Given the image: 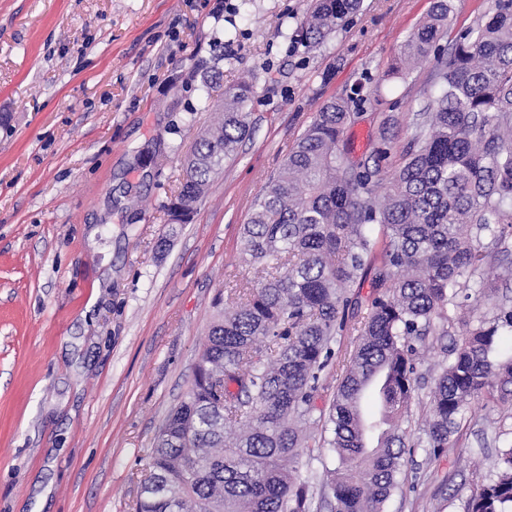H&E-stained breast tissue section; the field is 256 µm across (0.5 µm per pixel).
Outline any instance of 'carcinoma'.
Returning <instances> with one entry per match:
<instances>
[{"mask_svg":"<svg viewBox=\"0 0 512 512\" xmlns=\"http://www.w3.org/2000/svg\"><path fill=\"white\" fill-rule=\"evenodd\" d=\"M360 3L316 0L301 43L319 45ZM454 10L453 0H433L400 47L396 71L433 67L398 167L381 165L393 148L390 118L373 164L344 157L355 113L334 98L254 200L242 254L264 278L230 288V311L218 299L190 391L141 468L135 512H308L313 489L298 465L312 446L338 459L320 484L331 512H385L413 447L418 345L457 320L462 339L438 363L421 428L429 458L447 452L472 403L512 410V356L497 351L512 336V304L462 315L470 290L512 279V265L496 273L498 255L512 250V0H488L442 52ZM251 94L246 81L224 89L218 126L184 159L170 221L186 222L237 155ZM368 277L360 315L352 289ZM332 375L336 392L320 409L315 394ZM466 512H512V445Z\"/></svg>","mask_w":512,"mask_h":512,"instance_id":"1","label":"carcinoma"}]
</instances>
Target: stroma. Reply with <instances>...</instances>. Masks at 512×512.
I'll return each instance as SVG.
<instances>
[{"instance_id":"stroma-1","label":"stroma","mask_w":512,"mask_h":512,"mask_svg":"<svg viewBox=\"0 0 512 512\" xmlns=\"http://www.w3.org/2000/svg\"><path fill=\"white\" fill-rule=\"evenodd\" d=\"M311 3L0 0V512H133L215 298L261 279L240 250L252 204L323 103L370 94L348 157L370 159L390 115L382 165L397 167L431 67L393 66L432 0H362L308 49ZM243 80L250 137L188 223H171L179 160L219 119L205 89ZM459 331L420 350V400ZM451 441L433 461L420 445L405 456L386 512H465L512 418L474 404Z\"/></svg>"}]
</instances>
